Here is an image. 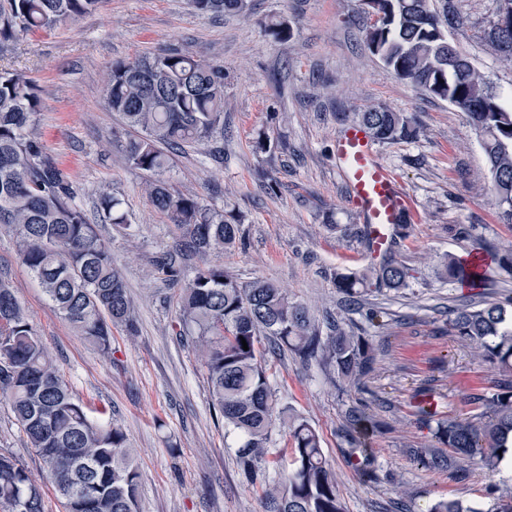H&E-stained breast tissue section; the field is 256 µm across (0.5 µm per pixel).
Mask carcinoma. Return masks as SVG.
<instances>
[{
  "label": "carcinoma",
  "instance_id": "1",
  "mask_svg": "<svg viewBox=\"0 0 512 512\" xmlns=\"http://www.w3.org/2000/svg\"><path fill=\"white\" fill-rule=\"evenodd\" d=\"M99 0H0V44L21 33L49 30L95 8ZM238 0H194L204 15L238 9ZM377 12L392 20L366 30L370 52L401 78L468 113L482 137L502 218L512 223V106L488 85L470 61L458 78L448 71V35L443 29L462 23L445 10L439 15L430 0H374ZM486 39L512 63V30L490 23ZM105 103L122 114L135 134L117 142L127 164L153 175L145 192L166 214L180 235L176 253L161 265L169 285L181 290L180 317L186 336L199 348L213 407L224 426L241 440L238 458L246 478L260 484L270 512H346L336 474L323 455L321 437L306 421L292 417L291 460L269 458L274 392L266 352L288 349L302 361L317 360L338 377L358 383L374 371L373 356L362 336L335 322L321 336L319 321L307 307L272 283L240 282L224 267L196 269L188 283L177 257L229 249L238 225L224 209L193 194L174 190L155 178L170 161L169 153L191 148L224 131V68L180 49L112 65ZM40 100L35 84L15 73H0V229L18 239L23 263L38 279L56 312L102 354H112V326L136 331L132 302L119 270L112 263L110 242L88 222L75 203L70 174L30 131ZM379 142L410 139L416 130L401 112L370 109L357 113ZM120 200L105 193L100 208L111 224L127 223ZM448 280L478 287L479 272L469 261L444 257ZM408 268L392 253L383 255L377 275L381 287L407 286ZM336 288L359 302L368 291L356 272L336 274ZM448 332L483 363L512 377V314L495 303L463 306L448 314ZM248 349H243V345ZM28 447L39 455L47 478L64 504V512H138L139 473L121 427L90 420L84 404L61 378L12 288L0 280V394ZM468 399L484 406L471 420L437 418L420 410L433 424L436 441L451 454L412 450L423 465L454 470L465 459L479 458L497 471L512 454V380L504 390ZM351 446L362 421L354 404L344 412ZM273 468L282 481H266ZM0 512H44L40 489L13 457L0 454ZM430 512H481L456 499H441Z\"/></svg>",
  "mask_w": 512,
  "mask_h": 512
}]
</instances>
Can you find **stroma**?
Masks as SVG:
<instances>
[{"mask_svg":"<svg viewBox=\"0 0 512 512\" xmlns=\"http://www.w3.org/2000/svg\"><path fill=\"white\" fill-rule=\"evenodd\" d=\"M452 3L463 23L449 29V41L498 92L511 93L512 66L485 37L497 0ZM281 18L290 28L284 40L266 30ZM367 22L360 0H246L244 9L220 17L200 14L192 0H100L90 13L0 46V71L36 86L32 130L69 171L76 204L109 239L137 332L113 328L112 353L101 355L56 314L7 233H0V277L91 419L126 433L140 474L139 512H268L260 486L240 468L237 437L212 406L199 352L181 338L176 291L157 264L175 242L174 226L149 202L146 173L118 150L128 129L104 102L113 63L170 48L223 65L224 135L173 154L162 177L242 219L239 244L195 256L186 276L216 264L244 283L273 282L370 345L374 371L359 384L289 351L267 357L276 408H289L320 434L347 512H429L448 498L490 512L512 498V470L492 472L476 459L451 471L429 469L409 454L437 445L417 416L424 395L437 401L439 416L469 420L481 407L466 394L496 392L501 382L496 368L478 363L449 334L448 311L477 301L512 311V274L494 258L512 242V224L499 215L467 112L387 69L365 44ZM372 108L404 113L419 128L416 138L377 146L419 220L393 247L409 270L407 287L372 290L355 309L337 291L336 274L372 262L334 144L354 114ZM262 132L277 142L274 153L255 150ZM104 192L121 200L128 229L105 223ZM448 254L484 257L482 285L468 288L442 275ZM351 404L368 420L357 436L373 459L367 474L356 468L344 433ZM0 452L39 486L44 512H63L3 401Z\"/></svg>","mask_w":512,"mask_h":512,"instance_id":"stroma-1","label":"stroma"}]
</instances>
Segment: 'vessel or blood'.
<instances>
[{
	"mask_svg": "<svg viewBox=\"0 0 512 512\" xmlns=\"http://www.w3.org/2000/svg\"><path fill=\"white\" fill-rule=\"evenodd\" d=\"M338 172L349 185V204L362 224L375 259L387 252L395 225L415 219L413 202L403 190L396 173L381 163L367 129L347 127L336 140Z\"/></svg>",
	"mask_w": 512,
	"mask_h": 512,
	"instance_id": "vessel-or-blood-1",
	"label": "vessel or blood"
}]
</instances>
